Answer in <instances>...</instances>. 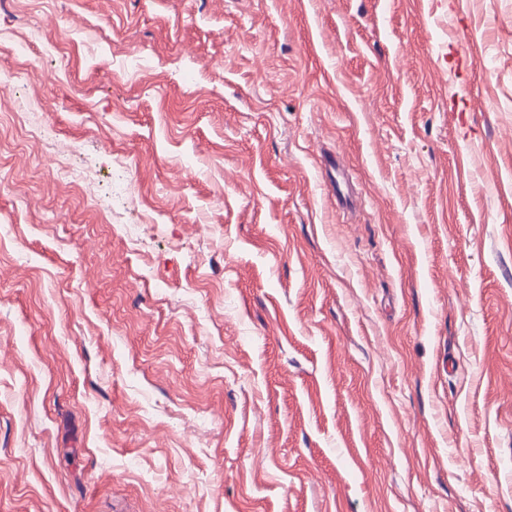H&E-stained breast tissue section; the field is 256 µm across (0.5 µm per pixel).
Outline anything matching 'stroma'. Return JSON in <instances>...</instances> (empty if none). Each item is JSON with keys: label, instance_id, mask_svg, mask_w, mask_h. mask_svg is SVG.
Listing matches in <instances>:
<instances>
[{"label": "stroma", "instance_id": "35a3bbf8", "mask_svg": "<svg viewBox=\"0 0 512 512\" xmlns=\"http://www.w3.org/2000/svg\"><path fill=\"white\" fill-rule=\"evenodd\" d=\"M7 69L0 512H512V0H0ZM53 163L56 166V174L61 181L83 187L90 198L95 199L94 184L86 170L61 162L57 158L53 159Z\"/></svg>", "mask_w": 512, "mask_h": 512}]
</instances>
